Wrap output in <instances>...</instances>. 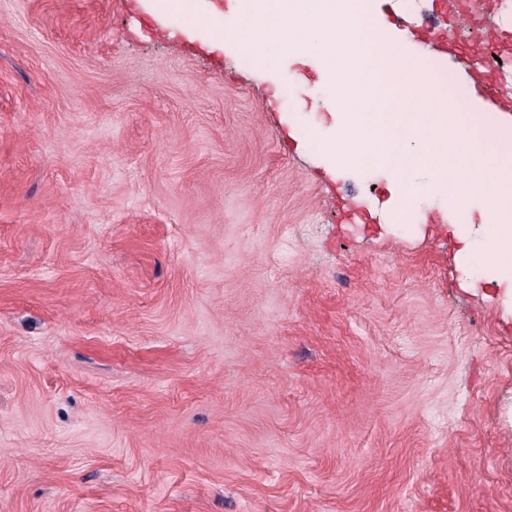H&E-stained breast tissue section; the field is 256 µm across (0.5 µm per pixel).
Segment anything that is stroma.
Instances as JSON below:
<instances>
[{"mask_svg": "<svg viewBox=\"0 0 512 512\" xmlns=\"http://www.w3.org/2000/svg\"><path fill=\"white\" fill-rule=\"evenodd\" d=\"M147 2L0 0V512H512L488 226Z\"/></svg>", "mask_w": 512, "mask_h": 512, "instance_id": "stroma-1", "label": "stroma"}]
</instances>
